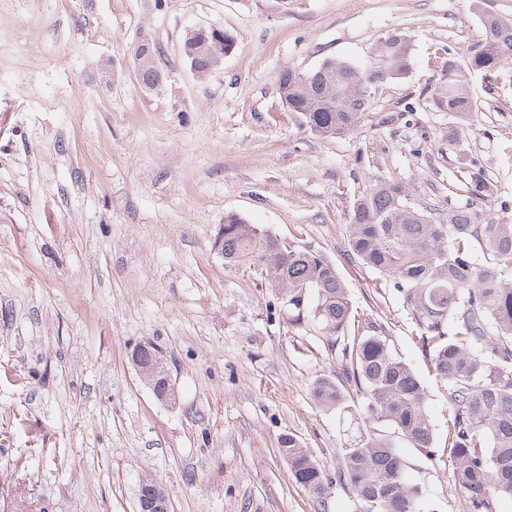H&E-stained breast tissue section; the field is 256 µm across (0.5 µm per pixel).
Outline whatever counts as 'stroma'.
Segmentation results:
<instances>
[{"label": "stroma", "mask_w": 512, "mask_h": 512, "mask_svg": "<svg viewBox=\"0 0 512 512\" xmlns=\"http://www.w3.org/2000/svg\"><path fill=\"white\" fill-rule=\"evenodd\" d=\"M512 0H0V512H137L145 475L171 512H359L317 500L280 453L293 434L335 478L346 424L313 398L338 354L260 271L213 251L226 215L335 265L357 322H382L423 380L432 455L400 453L428 512H470L452 480L448 404L389 281L348 248L374 179L512 224V63L472 75L475 110L434 111L446 55L481 45ZM233 38L198 78L189 30ZM410 44L405 79L373 94L359 128L325 139L288 111L280 70L363 64ZM166 74L140 87L133 45ZM154 344L178 402L157 400L130 352Z\"/></svg>", "instance_id": "obj_1"}]
</instances>
